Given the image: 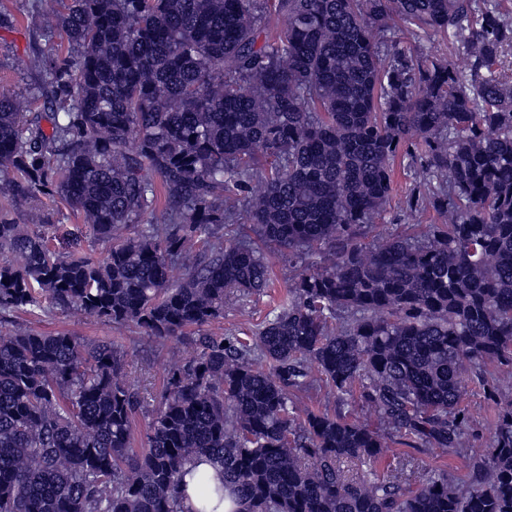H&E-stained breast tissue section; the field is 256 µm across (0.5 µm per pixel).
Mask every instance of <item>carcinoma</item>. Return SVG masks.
<instances>
[{"label":"carcinoma","instance_id":"1","mask_svg":"<svg viewBox=\"0 0 512 512\" xmlns=\"http://www.w3.org/2000/svg\"><path fill=\"white\" fill-rule=\"evenodd\" d=\"M283 25L268 32L269 18ZM462 45L400 46L397 24ZM78 55L40 56L26 112L0 94V315L44 310L150 339L193 334L166 372L147 448L110 339L0 332V512H512V403L466 447L468 382L512 376V12L480 0H68L42 18ZM136 149H130L131 142ZM411 159L428 232L364 238ZM261 182L254 192L253 182ZM59 196L106 246H50ZM27 212L30 223L16 214ZM274 248L301 272L252 335L215 337L224 305L264 292ZM268 363L264 370L257 362ZM321 383L409 448L463 452V478L400 459L378 430L302 413ZM405 41L411 42L413 45H417L418 48L423 51L425 54L429 55H441L448 54L449 50H452L453 60L459 66L463 67L466 64V58L464 55V50L460 44L451 45L450 42L443 40L439 36H425L423 33L418 36L406 35ZM452 47V48H451ZM200 471H206L212 478H217L220 471L219 468L214 467L209 462H198L193 459L184 467L185 475L183 477V504L186 510H190L191 506H198V493L196 489V474Z\"/></svg>","mask_w":512,"mask_h":512}]
</instances>
